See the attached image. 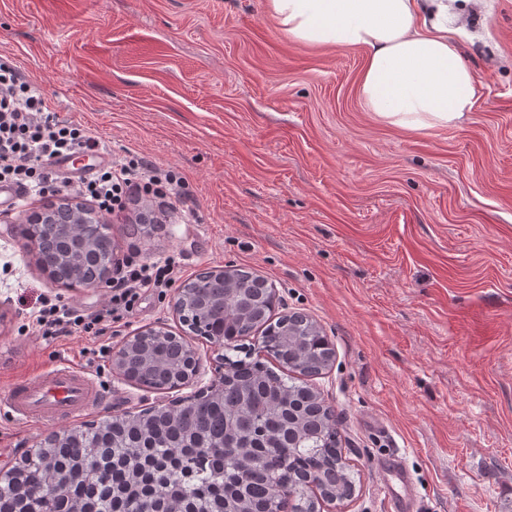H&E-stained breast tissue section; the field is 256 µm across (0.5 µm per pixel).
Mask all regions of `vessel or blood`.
Instances as JSON below:
<instances>
[{"instance_id": "b4317fda", "label": "vessel or blood", "mask_w": 512, "mask_h": 512, "mask_svg": "<svg viewBox=\"0 0 512 512\" xmlns=\"http://www.w3.org/2000/svg\"><path fill=\"white\" fill-rule=\"evenodd\" d=\"M103 398V390L88 372L61 363L38 379L15 383L5 399V408L20 420L52 424L86 412Z\"/></svg>"}]
</instances>
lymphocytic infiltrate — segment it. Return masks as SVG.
<instances>
[{"label":"lymphocytic infiltrate","instance_id":"lymphocytic-infiltrate-1","mask_svg":"<svg viewBox=\"0 0 512 512\" xmlns=\"http://www.w3.org/2000/svg\"><path fill=\"white\" fill-rule=\"evenodd\" d=\"M101 142L84 127L59 120L32 83L23 80L8 55H0V183L42 195L66 191L93 204L104 215L123 211L127 203L152 198L165 211L182 194L185 180L177 173L158 172L140 157L126 156L99 169L89 178L73 181L57 174L53 159L62 154L100 149ZM173 260L148 261L130 255L118 260L111 296L101 311L83 314L62 301L39 310L35 317L42 336L58 338L75 333L96 336L107 322L133 313L145 288H167L175 281Z\"/></svg>","mask_w":512,"mask_h":512}]
</instances>
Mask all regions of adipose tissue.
<instances>
[{"instance_id":"obj_1","label":"adipose tissue","mask_w":512,"mask_h":512,"mask_svg":"<svg viewBox=\"0 0 512 512\" xmlns=\"http://www.w3.org/2000/svg\"><path fill=\"white\" fill-rule=\"evenodd\" d=\"M289 37L366 50L359 92L368 111L409 130L448 129L478 92L436 0H267Z\"/></svg>"}]
</instances>
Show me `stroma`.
<instances>
[{"mask_svg":"<svg viewBox=\"0 0 512 512\" xmlns=\"http://www.w3.org/2000/svg\"><path fill=\"white\" fill-rule=\"evenodd\" d=\"M448 11L478 98L459 127L411 132L366 110L364 49L297 42L265 0H0V53L60 119L189 184L165 224H141L142 203L106 217L116 256L175 258L181 283L252 271L279 313L328 337L334 360L311 384L355 473L341 512H390L378 462L392 451L419 512H512V0ZM44 202L0 212V399L70 362L110 398L60 429L167 404L85 351L179 332L174 289L144 290L103 336L39 335L44 301L92 313L108 294L40 269L18 224ZM52 429L0 417V469Z\"/></svg>","mask_w":512,"mask_h":512,"instance_id":"35a3bbf8","label":"stroma"}]
</instances>
